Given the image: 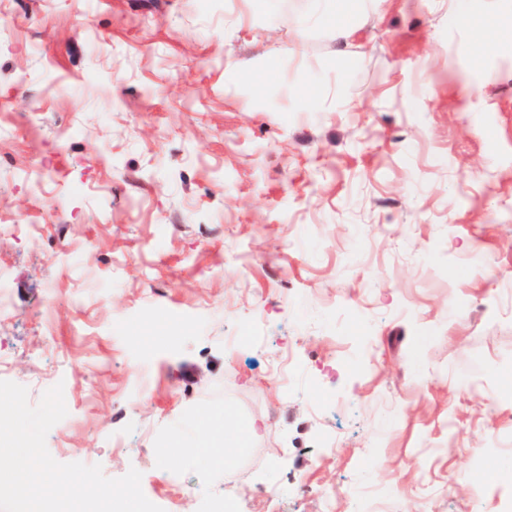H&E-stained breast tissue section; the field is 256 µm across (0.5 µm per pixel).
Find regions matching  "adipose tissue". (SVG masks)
<instances>
[{"mask_svg": "<svg viewBox=\"0 0 512 512\" xmlns=\"http://www.w3.org/2000/svg\"><path fill=\"white\" fill-rule=\"evenodd\" d=\"M457 19L471 26L476 32L475 38L467 46V52L473 59H482L498 42L512 41V18L484 20L462 12L458 14ZM195 428L199 445L190 449V457L205 466L224 469L235 464L244 445L260 430L257 421L254 420L223 428L207 418L199 420Z\"/></svg>", "mask_w": 512, "mask_h": 512, "instance_id": "obj_1", "label": "adipose tissue"}]
</instances>
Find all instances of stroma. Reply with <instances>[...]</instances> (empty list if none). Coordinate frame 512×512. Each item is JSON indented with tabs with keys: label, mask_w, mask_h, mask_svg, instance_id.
I'll list each match as a JSON object with an SVG mask.
<instances>
[{
	"label": "stroma",
	"mask_w": 512,
	"mask_h": 512,
	"mask_svg": "<svg viewBox=\"0 0 512 512\" xmlns=\"http://www.w3.org/2000/svg\"><path fill=\"white\" fill-rule=\"evenodd\" d=\"M331 7L0 0V378L177 512H512V43L453 20L512 0ZM228 414V410H224V448L207 447L217 431L223 432V426L209 418H203L196 423L200 444L198 448L189 450V456L193 460L211 468H230L235 464L236 457L245 449L244 445L261 429L255 420L229 427L226 423Z\"/></svg>",
	"instance_id": "1"
}]
</instances>
